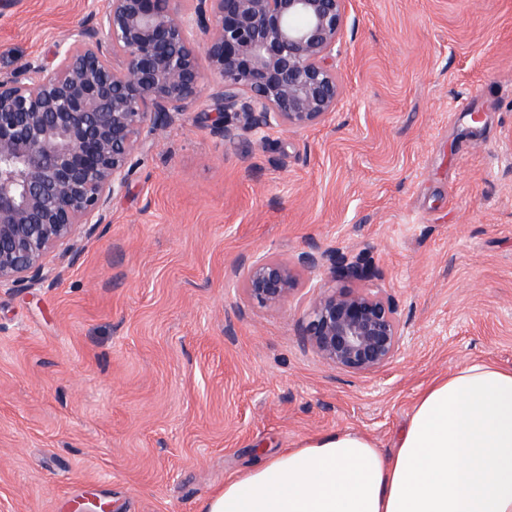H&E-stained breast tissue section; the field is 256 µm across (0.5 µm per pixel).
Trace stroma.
I'll list each match as a JSON object with an SVG mask.
<instances>
[{
	"instance_id": "1",
	"label": "stroma",
	"mask_w": 512,
	"mask_h": 512,
	"mask_svg": "<svg viewBox=\"0 0 512 512\" xmlns=\"http://www.w3.org/2000/svg\"><path fill=\"white\" fill-rule=\"evenodd\" d=\"M104 4L0 7V73L54 64ZM336 71L334 114L247 157L188 102L74 264L0 290V512H198L308 437L391 452L431 379L512 368V0H349ZM313 250L369 261L393 297L404 341L379 372L304 340L326 268L281 307L247 298L243 262Z\"/></svg>"
}]
</instances>
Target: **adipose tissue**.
I'll use <instances>...</instances> for the list:
<instances>
[{"label": "adipose tissue", "mask_w": 512, "mask_h": 512, "mask_svg": "<svg viewBox=\"0 0 512 512\" xmlns=\"http://www.w3.org/2000/svg\"><path fill=\"white\" fill-rule=\"evenodd\" d=\"M199 512H512V368L473 362L434 379L390 454L354 431L314 436Z\"/></svg>", "instance_id": "1"}]
</instances>
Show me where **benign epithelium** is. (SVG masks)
Here are the masks:
<instances>
[{"label": "benign epithelium", "mask_w": 512, "mask_h": 512, "mask_svg": "<svg viewBox=\"0 0 512 512\" xmlns=\"http://www.w3.org/2000/svg\"><path fill=\"white\" fill-rule=\"evenodd\" d=\"M348 0H106L57 45L54 66L0 75V289L59 278L80 241L108 223L132 156L210 90L213 131L240 154L262 133L324 122L340 97L334 59ZM300 266L352 288L321 289L302 336L328 364L370 375L404 329L367 262L336 252L243 263L247 297L285 304Z\"/></svg>", "instance_id": "7a95c632"}]
</instances>
